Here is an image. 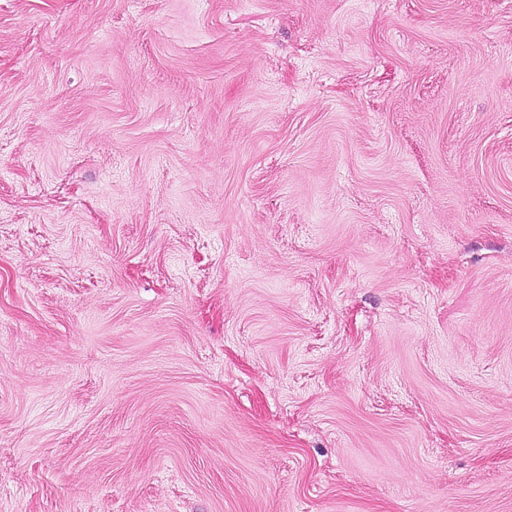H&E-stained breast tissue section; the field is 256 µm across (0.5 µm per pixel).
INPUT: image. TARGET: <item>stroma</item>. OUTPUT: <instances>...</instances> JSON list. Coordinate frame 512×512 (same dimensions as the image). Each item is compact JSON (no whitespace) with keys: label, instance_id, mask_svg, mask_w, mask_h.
<instances>
[{"label":"stroma","instance_id":"1","mask_svg":"<svg viewBox=\"0 0 512 512\" xmlns=\"http://www.w3.org/2000/svg\"><path fill=\"white\" fill-rule=\"evenodd\" d=\"M0 512H512V0H0Z\"/></svg>","mask_w":512,"mask_h":512}]
</instances>
